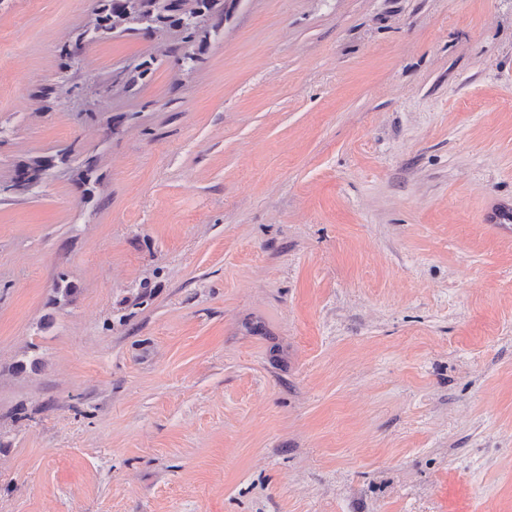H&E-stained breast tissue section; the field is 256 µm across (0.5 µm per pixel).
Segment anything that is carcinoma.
Instances as JSON below:
<instances>
[{
    "mask_svg": "<svg viewBox=\"0 0 512 512\" xmlns=\"http://www.w3.org/2000/svg\"><path fill=\"white\" fill-rule=\"evenodd\" d=\"M93 27L82 33L89 40L116 34L177 27L184 39H195L202 19L211 17L221 0H100Z\"/></svg>",
    "mask_w": 512,
    "mask_h": 512,
    "instance_id": "cac0c4a2",
    "label": "carcinoma"
}]
</instances>
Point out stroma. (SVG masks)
<instances>
[{"label": "stroma", "instance_id": "1", "mask_svg": "<svg viewBox=\"0 0 512 512\" xmlns=\"http://www.w3.org/2000/svg\"><path fill=\"white\" fill-rule=\"evenodd\" d=\"M98 7L0 0V512H512V0ZM229 0H100L101 7L93 27L81 34L80 39L102 40L116 34L142 29L159 30L177 27L182 30L185 42H192L199 24L205 17H211L220 2H224V17ZM159 3V5H158ZM79 39V41H80Z\"/></svg>", "mask_w": 512, "mask_h": 512}]
</instances>
